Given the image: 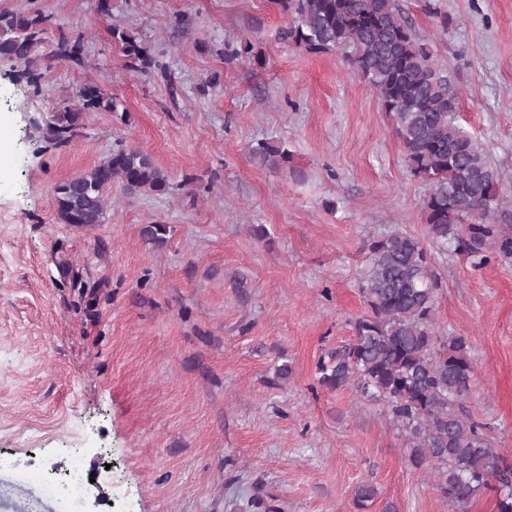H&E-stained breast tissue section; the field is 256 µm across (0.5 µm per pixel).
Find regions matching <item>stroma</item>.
<instances>
[{
	"label": "stroma",
	"mask_w": 512,
	"mask_h": 512,
	"mask_svg": "<svg viewBox=\"0 0 512 512\" xmlns=\"http://www.w3.org/2000/svg\"><path fill=\"white\" fill-rule=\"evenodd\" d=\"M402 5L455 74L458 123L512 200V0ZM5 11L42 13L48 40L41 89L21 80L26 63L0 61V512H63L19 471L74 451L86 512H358L363 483L378 490L365 512H451L385 402L316 381L365 311L367 243L393 232L430 250L435 332L469 338L466 410L512 463V224L482 260L436 245L429 185L340 53L284 40L291 18L272 0H0ZM123 33L152 66L126 56ZM62 34L80 37L81 63L53 56ZM87 83L113 111H83ZM66 107L83 112L79 135L45 142ZM261 142L287 162L254 158ZM119 147L149 153L170 192L116 185L105 223H59L55 186ZM147 224L167 225L164 245L144 242Z\"/></svg>",
	"instance_id": "1"
}]
</instances>
